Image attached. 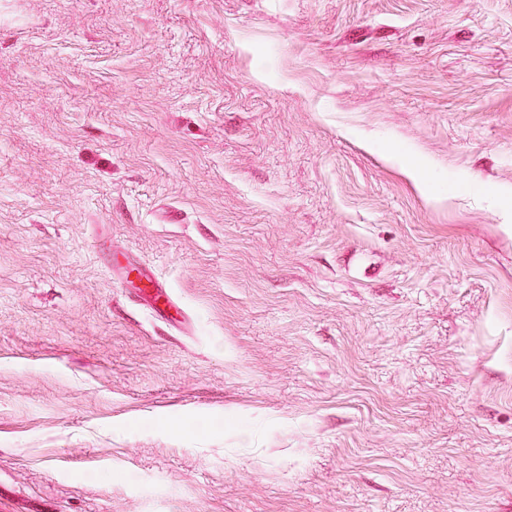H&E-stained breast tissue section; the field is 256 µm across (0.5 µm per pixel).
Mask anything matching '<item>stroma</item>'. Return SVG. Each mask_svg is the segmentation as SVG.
I'll return each mask as SVG.
<instances>
[{"label": "stroma", "instance_id": "1", "mask_svg": "<svg viewBox=\"0 0 512 512\" xmlns=\"http://www.w3.org/2000/svg\"><path fill=\"white\" fill-rule=\"evenodd\" d=\"M0 512H512V0H0ZM112 272H114L120 283L128 281L132 275L140 280L142 287L139 291L142 297L150 303L155 315L166 319L176 326L184 322L182 308L173 299L167 286L152 276L145 275L142 270L131 264L125 253L113 251Z\"/></svg>", "mask_w": 512, "mask_h": 512}]
</instances>
